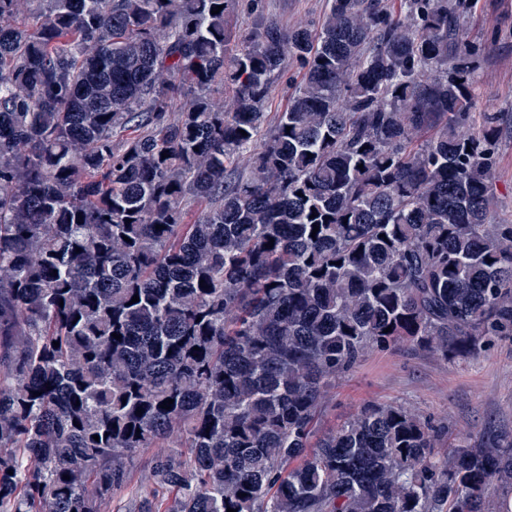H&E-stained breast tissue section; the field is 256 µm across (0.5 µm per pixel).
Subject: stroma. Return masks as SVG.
<instances>
[{
  "mask_svg": "<svg viewBox=\"0 0 512 512\" xmlns=\"http://www.w3.org/2000/svg\"><path fill=\"white\" fill-rule=\"evenodd\" d=\"M326 0H238L228 26L233 35L260 18L284 26L318 24ZM502 35L487 40L492 26ZM463 40L482 44L475 69V111L502 113L494 185L505 217L512 219V0H478L463 23ZM369 403L405 406L439 423L438 458L451 457L463 440L488 434L512 437V337L494 339L478 355L443 361L411 344L372 351L337 379L321 428H329Z\"/></svg>",
  "mask_w": 512,
  "mask_h": 512,
  "instance_id": "stroma-1",
  "label": "stroma"
}]
</instances>
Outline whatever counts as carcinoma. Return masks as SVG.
Instances as JSON below:
<instances>
[{
	"mask_svg": "<svg viewBox=\"0 0 512 512\" xmlns=\"http://www.w3.org/2000/svg\"><path fill=\"white\" fill-rule=\"evenodd\" d=\"M236 2L0 0V512H101L146 448L137 512H512L502 436L317 434L369 351L512 336L472 5L327 0L231 50ZM299 79L298 65L289 61L284 71L272 84L267 112H283L288 103V95L291 92L289 85L292 80L298 81Z\"/></svg>",
	"mask_w": 512,
	"mask_h": 512,
	"instance_id": "1",
	"label": "carcinoma"
}]
</instances>
